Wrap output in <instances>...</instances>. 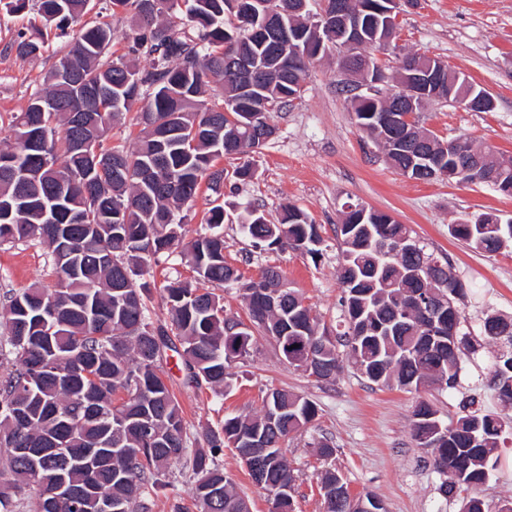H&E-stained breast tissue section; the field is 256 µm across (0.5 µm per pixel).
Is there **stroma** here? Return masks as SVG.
<instances>
[{"label":"stroma","mask_w":512,"mask_h":512,"mask_svg":"<svg viewBox=\"0 0 512 512\" xmlns=\"http://www.w3.org/2000/svg\"><path fill=\"white\" fill-rule=\"evenodd\" d=\"M84 20L111 27V54L127 52L131 20L125 11L112 8L105 0H91ZM399 29V37L382 52L386 62L383 89L393 86L405 54L443 61L485 90L493 108L473 112L458 102L433 100L420 112V125L442 139L465 136L480 148L512 158V0H401ZM21 32L44 37L47 46L41 55L24 59L10 51V43ZM66 43V38L43 27L34 0H29L20 16L0 22V128L8 127L13 115L25 109L30 93L56 64ZM338 56L334 50L314 60L306 93L273 114L276 133L253 155V178L238 180L233 175L237 160H220L226 179L219 200L228 216L223 226L224 259L246 277L268 266L280 268L290 287L313 307L321 325L331 329L341 314L339 243L334 228L343 218L344 207L362 203L389 213L407 224L428 251L447 258L465 286L455 304L476 351L462 357L457 389L382 387L367 381L349 363L334 382L319 383L289 365L275 344L262 337L246 363L232 366L233 384L221 395L205 386L188 385L177 354H170L161 370L193 438L219 428L225 416L260 412L270 388L287 390L315 404V420L282 448L296 475V512H324L317 492L321 463L310 451L311 443L323 438L335 447L332 465L354 495H377L386 512H459L460 498L440 494L442 478L434 472L427 450L412 435V411L425 401L444 422L451 423L461 413L462 395L468 394L512 424V403L498 400L487 387L498 347L482 333L486 313L512 317V249L487 254L448 232L449 225L486 214L512 217V196L482 183L414 180L391 168L353 119ZM287 205L305 210L318 225L322 236L318 254L254 245L236 221L237 214L254 206L274 222ZM50 270L46 245L0 246V296L48 280ZM193 278L180 251L161 257L150 280L154 324H171L161 298L164 285ZM493 457L495 469L476 490L486 512H498L502 504L512 501V435H505ZM218 464L245 496L250 512H269L265 491L251 481L232 451H225ZM165 481V487L150 499V512L192 507L194 478L182 463H171Z\"/></svg>","instance_id":"35a3bbf8"}]
</instances>
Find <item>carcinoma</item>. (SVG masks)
<instances>
[{"mask_svg": "<svg viewBox=\"0 0 512 512\" xmlns=\"http://www.w3.org/2000/svg\"><path fill=\"white\" fill-rule=\"evenodd\" d=\"M45 24L61 35L88 10L89 0H37ZM131 16L132 44L128 54L109 58L111 31L102 25L83 26L68 41L58 63L43 77V88L31 93L24 111L12 117L5 146L0 148V246L38 242L51 254V281L9 292L0 306V448L9 468L0 471V512H13L14 494L33 492L28 512H99L98 501L110 499L121 512H149V497L165 487L163 477L173 462L186 461L196 477V512H250L216 464L224 449L244 461L248 436L262 434L273 442L262 460L266 492L276 512H295L294 470L283 455L288 439L316 417L315 405L298 395L273 388L254 415L224 418V424L190 439L179 401L159 372L172 351L179 355L187 383L223 392L229 368L250 357L255 336L274 342L289 365L305 369L307 349L321 361L335 364L323 378L330 383L343 359L374 384L395 382L404 388L437 383L458 386L462 355L475 352L465 333L455 339L430 336L422 313L407 319L401 309L418 291V277L433 279L435 287L463 294L450 267L420 244L412 252L393 254L398 240L412 230L390 215L369 209L354 211L336 225L343 329L329 336L318 332V318L294 289H288L283 309L271 312L265 297L243 295L254 330L244 336L228 334L221 298L188 281L163 287L171 315L168 328L150 321L149 275L159 256L181 249L187 263L204 282H238L239 270L224 261V207L212 206L203 218L206 228L188 243L182 230L201 185L220 195L223 170L215 162L226 155L244 158L238 179L253 176L247 148L249 97L238 93L228 43L236 52L264 61L279 51L273 35L246 36L260 12L256 0H242L247 14L224 19L225 0H154L151 14L142 13L144 0H109ZM184 10L177 27L164 18ZM305 10L284 16L290 30L300 33L299 44L320 51L338 45L336 31ZM369 47H379L390 32L383 17L369 14ZM43 43L23 34L10 49L21 58L41 53ZM148 61L141 66L140 59ZM220 88L211 99L212 85ZM299 90L288 84L285 68L275 69L254 91L270 107L262 112L266 126L271 113L285 109ZM142 103L134 116L142 136L132 148L108 141L112 124ZM350 106L355 122L369 128L371 115L385 114L381 101L355 95ZM432 131L405 145L389 149L379 140L388 163L397 171L417 155L434 151L435 163L446 178L463 181L456 172L480 156L484 183L505 192L512 186V167L490 151H479L472 140L460 138L452 150L431 149ZM244 232L272 247L317 252L319 227L304 210L288 205L278 223H268L258 208L237 216ZM485 215L449 227L450 234L488 254L512 248V223L496 224ZM369 225L375 238L362 244L361 227ZM128 272L131 288L125 296L113 291L112 281ZM420 276H415V272ZM454 288H448V284ZM288 331V345L278 336ZM485 337L499 347L489 388L494 397L512 398V319L497 312L483 320ZM25 419L14 418L15 408ZM412 434L416 441L435 432L429 448L437 473L454 477L441 483L446 497L485 483L493 469V453L505 433L498 416L462 402L461 416L444 424L427 402L415 406ZM153 418L158 440H148L139 419ZM52 439L57 454L26 457L18 448H43ZM195 447H190V443ZM106 444L100 467L90 472L83 451ZM97 496L73 506L53 499L62 486L80 492L88 484Z\"/></svg>", "mask_w": 512, "mask_h": 512, "instance_id": "carcinoma-1", "label": "carcinoma"}]
</instances>
